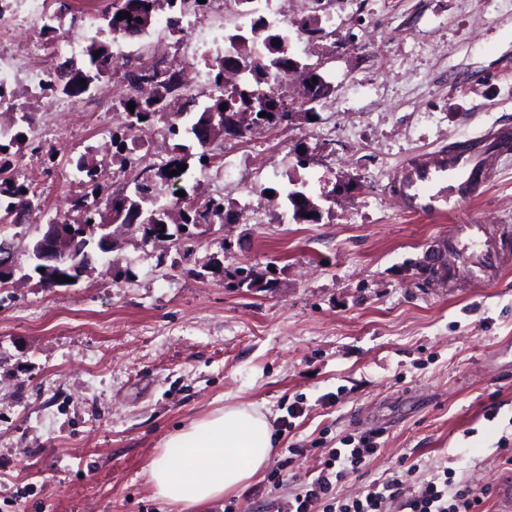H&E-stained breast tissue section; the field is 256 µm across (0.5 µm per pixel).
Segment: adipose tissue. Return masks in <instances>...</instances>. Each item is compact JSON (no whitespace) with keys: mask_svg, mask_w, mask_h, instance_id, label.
I'll return each mask as SVG.
<instances>
[{"mask_svg":"<svg viewBox=\"0 0 512 512\" xmlns=\"http://www.w3.org/2000/svg\"><path fill=\"white\" fill-rule=\"evenodd\" d=\"M275 452L267 417L250 404H227L171 433L145 470L156 495L176 512H200L245 490Z\"/></svg>","mask_w":512,"mask_h":512,"instance_id":"obj_1","label":"adipose tissue"}]
</instances>
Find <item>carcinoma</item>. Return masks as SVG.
I'll return each mask as SVG.
<instances>
[{"instance_id":"cac0c4a2","label":"carcinoma","mask_w":512,"mask_h":512,"mask_svg":"<svg viewBox=\"0 0 512 512\" xmlns=\"http://www.w3.org/2000/svg\"><path fill=\"white\" fill-rule=\"evenodd\" d=\"M182 3L178 0H124L123 3L112 7L107 6L99 17L101 24L97 32L114 35L129 27L130 22L142 19V24L150 22L153 14L166 7L170 10L179 8ZM129 14L131 19H117V14ZM112 42H104L98 36L89 39L84 54L88 61L79 66L72 63L66 72V78L60 80L53 72L48 73L42 88L43 93L50 97L58 92L68 96L85 94L84 87L95 88L107 77V62L110 56ZM98 56H93V53ZM86 80V85L79 80ZM126 81L135 85L139 81L154 80L158 87L157 95L152 99H141L131 96L122 102L124 112L135 121L148 124L157 116L167 117L168 132L177 140L174 145V157L160 167L148 166L137 173L133 179V188H117L99 179L97 169L87 160L79 162L77 170L83 174V193L75 198L73 211L77 213L74 219L55 220L69 227L75 237L68 244V272L66 275L77 280L86 269L95 263L97 239L108 233L112 224H121L136 233L141 234L145 243H167L177 249L189 251L194 243L195 229L203 225H211L213 221L209 211H214L220 217V224H234L237 216L232 210L224 209L223 203L209 205L200 203L196 206L180 205L184 199L191 200L193 196L187 193L184 185L189 170L198 166L201 169L210 167L213 155L209 153V145L215 140L228 137H238L270 119L291 121L301 113L308 114L311 109L300 103L298 106H284L282 96L271 91L267 94L238 90L232 94L220 90L223 71H218L213 79V93L209 94L211 103L203 112H184L175 109V97L179 95V81L167 75L160 79L155 73L134 69L125 75ZM265 107L268 117L254 113L252 120H247L246 112L251 109L253 102ZM135 103L134 112H129L128 104ZM226 109H221V106ZM35 122L34 114L23 112L20 123L16 127L13 138L0 142V224H20L25 215L40 206L35 191L28 180L16 174L18 153L26 149L31 155L39 156L43 148L33 139L26 136V128ZM186 164V170H178V165ZM178 174H172V171ZM172 186L175 191L185 192L174 200L160 199L154 192L157 182ZM286 201L293 206L294 217L297 220H310L309 214L318 213V206L304 191L293 189L287 192Z\"/></svg>"}]
</instances>
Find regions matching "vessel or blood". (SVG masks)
Segmentation results:
<instances>
[{
	"label": "vessel or blood",
	"instance_id": "vessel-or-blood-1",
	"mask_svg": "<svg viewBox=\"0 0 512 512\" xmlns=\"http://www.w3.org/2000/svg\"><path fill=\"white\" fill-rule=\"evenodd\" d=\"M489 150L511 155L512 131L499 129L478 141L414 155L390 182L400 209L416 217H443L460 204L479 199L489 182ZM511 262L512 238H493L483 224H458L448 237L435 242L427 255V270L443 287L453 289L460 271L481 283Z\"/></svg>",
	"mask_w": 512,
	"mask_h": 512
}]
</instances>
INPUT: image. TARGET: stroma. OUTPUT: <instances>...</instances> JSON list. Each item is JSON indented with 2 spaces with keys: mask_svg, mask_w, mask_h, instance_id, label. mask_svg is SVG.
<instances>
[{
  "mask_svg": "<svg viewBox=\"0 0 512 512\" xmlns=\"http://www.w3.org/2000/svg\"><path fill=\"white\" fill-rule=\"evenodd\" d=\"M38 43L47 70L67 55L57 34L25 25L0 49ZM330 84L316 119L251 136L261 178L303 185L313 221L256 223L220 164L207 192L240 221L199 227L190 256L112 225L114 248L69 286L43 287L28 250L71 213L81 155L102 181L124 176L105 145L121 107L112 70L94 94L32 103L42 156L22 153L39 211L0 230L14 275L0 286V512H173L144 475L166 435L227 403L269 410L276 452L242 494L206 512H277L341 439L379 433L380 458L337 486L344 498L417 465L409 491L451 468L512 494V265L482 283L442 288L423 271L457 224L512 225V157L489 154V188L441 219L401 211L389 190L410 157L512 127V0H363L294 49ZM252 268L259 283L237 287ZM122 279H114V271ZM305 412L289 418L288 407Z\"/></svg>",
  "mask_w": 512,
  "mask_h": 512,
  "instance_id": "1",
  "label": "stroma"
}]
</instances>
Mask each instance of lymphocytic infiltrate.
<instances>
[{"label":"lymphocytic infiltrate","mask_w":512,"mask_h":512,"mask_svg":"<svg viewBox=\"0 0 512 512\" xmlns=\"http://www.w3.org/2000/svg\"><path fill=\"white\" fill-rule=\"evenodd\" d=\"M379 455L376 435L360 437L351 448H334L317 476L282 503L279 512H386L401 502L404 512H482L484 498L465 480L434 475L414 495H407V475L371 482L349 502L337 497L336 487L347 475L367 468Z\"/></svg>","instance_id":"obj_1"}]
</instances>
